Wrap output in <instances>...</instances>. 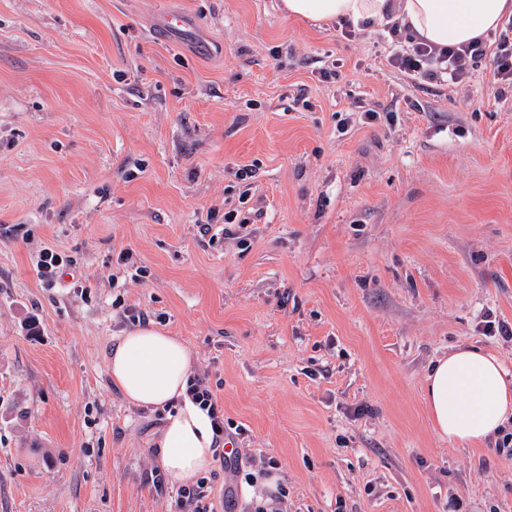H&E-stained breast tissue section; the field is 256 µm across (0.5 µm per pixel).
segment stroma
Wrapping results in <instances>:
<instances>
[{"label": "stroma", "instance_id": "1", "mask_svg": "<svg viewBox=\"0 0 512 512\" xmlns=\"http://www.w3.org/2000/svg\"><path fill=\"white\" fill-rule=\"evenodd\" d=\"M278 4L0 0V512H169L161 417L106 371L143 312L255 476L215 467L216 512H512V456L424 405L452 346L512 372V91L486 60L413 83L384 26ZM64 265L72 266L73 260L64 261L56 251L45 248L37 257L36 272L41 281L53 288L54 283L59 278L58 271Z\"/></svg>", "mask_w": 512, "mask_h": 512}]
</instances>
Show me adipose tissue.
Returning a JSON list of instances; mask_svg holds the SVG:
<instances>
[{
  "label": "adipose tissue",
  "instance_id": "obj_1",
  "mask_svg": "<svg viewBox=\"0 0 512 512\" xmlns=\"http://www.w3.org/2000/svg\"><path fill=\"white\" fill-rule=\"evenodd\" d=\"M280 9L356 28L389 18L416 41L448 48L486 39L512 15V0H281ZM194 373L185 341L151 324L124 332L107 356L108 377L126 403L162 414L156 463L181 486L195 485L215 465L212 420L187 393ZM424 401L439 435L480 444L512 418V374L495 355L461 345L431 366Z\"/></svg>",
  "mask_w": 512,
  "mask_h": 512
}]
</instances>
